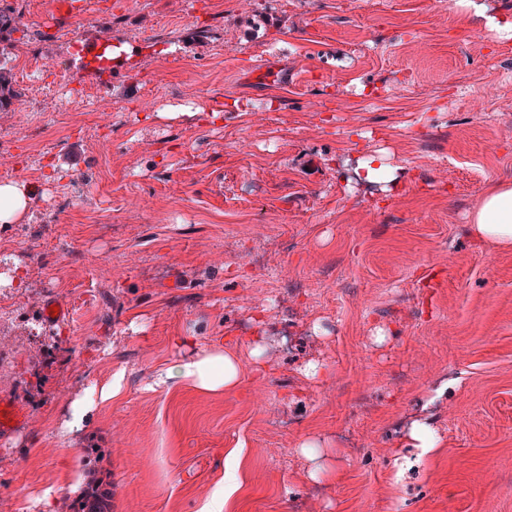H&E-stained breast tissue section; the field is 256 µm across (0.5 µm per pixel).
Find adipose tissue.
<instances>
[{
	"mask_svg": "<svg viewBox=\"0 0 512 512\" xmlns=\"http://www.w3.org/2000/svg\"><path fill=\"white\" fill-rule=\"evenodd\" d=\"M33 205V190L22 182L0 183V223L21 224ZM473 228L482 240L500 247L512 245V184L495 183L483 192L472 216ZM239 357L229 349L212 345L195 359L166 370L172 384H187L202 392H229L241 382Z\"/></svg>",
	"mask_w": 512,
	"mask_h": 512,
	"instance_id": "obj_1",
	"label": "adipose tissue"
}]
</instances>
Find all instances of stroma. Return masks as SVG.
<instances>
[{"label": "stroma", "mask_w": 512, "mask_h": 512, "mask_svg": "<svg viewBox=\"0 0 512 512\" xmlns=\"http://www.w3.org/2000/svg\"><path fill=\"white\" fill-rule=\"evenodd\" d=\"M0 9L20 17L0 181L33 187L42 227L0 225V395L26 415L0 440L6 512H62L93 445L112 512H200L223 486L224 512H512V247L471 227L512 183V31L459 0ZM103 35L142 53L106 81L81 60ZM53 301L71 318L48 328ZM227 337L237 390L159 384ZM419 418L441 438L424 456ZM412 448L420 450V455L427 454L439 447L431 422L418 420L411 424L407 437Z\"/></svg>", "instance_id": "stroma-1"}]
</instances>
